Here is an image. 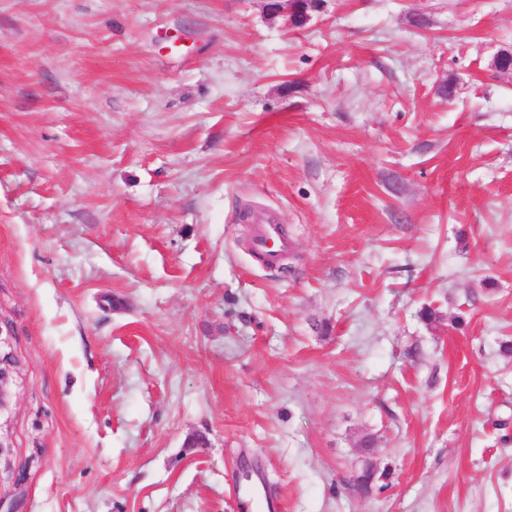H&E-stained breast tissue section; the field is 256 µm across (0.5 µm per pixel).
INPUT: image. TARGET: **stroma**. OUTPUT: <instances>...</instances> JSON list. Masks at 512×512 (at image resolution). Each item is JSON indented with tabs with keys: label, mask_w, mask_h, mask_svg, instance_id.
Here are the masks:
<instances>
[{
	"label": "stroma",
	"mask_w": 512,
	"mask_h": 512,
	"mask_svg": "<svg viewBox=\"0 0 512 512\" xmlns=\"http://www.w3.org/2000/svg\"><path fill=\"white\" fill-rule=\"evenodd\" d=\"M501 51L512 0H0V512H512ZM284 4L287 7H284ZM317 5L318 0H269L266 1L265 8L271 18L287 16L290 24L292 20L304 24L310 17L309 12L314 11ZM290 243L281 232L280 224L273 217L256 220L252 237V249L262 256L267 266H276L289 249Z\"/></svg>",
	"instance_id": "obj_1"
}]
</instances>
